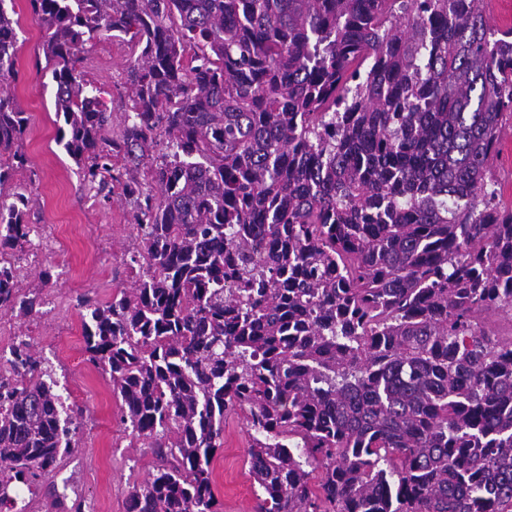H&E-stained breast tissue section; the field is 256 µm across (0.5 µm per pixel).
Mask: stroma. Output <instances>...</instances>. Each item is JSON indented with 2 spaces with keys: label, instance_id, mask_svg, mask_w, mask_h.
Returning <instances> with one entry per match:
<instances>
[{
  "label": "stroma",
  "instance_id": "35a3bbf8",
  "mask_svg": "<svg viewBox=\"0 0 512 512\" xmlns=\"http://www.w3.org/2000/svg\"><path fill=\"white\" fill-rule=\"evenodd\" d=\"M14 9L20 26L18 78L7 89L28 118L22 148L30 167L11 185L31 191L28 221L42 236L40 248L21 254L18 264L29 276L46 267L56 274L44 291L40 314L20 320L1 312L0 335L32 337L34 348L51 360L61 394L83 411L77 454L37 487L30 507L56 512L58 497L70 494L69 480L75 476L88 512H127L130 492L152 472L155 458L147 449L132 447L120 404L83 348L70 356L60 349L65 336L82 334L80 298L104 302L128 285L136 231L125 200L97 197L59 144L55 84L42 52L44 32L29 0H14ZM81 57L87 79L107 93L113 130H120L129 104L124 77L132 60L130 44L102 35L85 44ZM249 441L240 416L228 415L224 447L212 463L220 512H255L256 489L244 471Z\"/></svg>",
  "mask_w": 512,
  "mask_h": 512
}]
</instances>
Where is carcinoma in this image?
<instances>
[{
	"label": "carcinoma",
	"instance_id": "obj_1",
	"mask_svg": "<svg viewBox=\"0 0 512 512\" xmlns=\"http://www.w3.org/2000/svg\"><path fill=\"white\" fill-rule=\"evenodd\" d=\"M59 142L133 207L135 280L83 305L88 361L156 458L127 512H218L244 414L257 512H512V28L485 0H30ZM18 21L0 0V83ZM129 37L117 137L85 43ZM0 93V188L28 159ZM30 196L0 246L29 243ZM52 281L0 261V310ZM25 340L0 367V508L79 447ZM506 132L498 144L495 157L496 173L501 188V197L506 205H512V127Z\"/></svg>",
	"mask_w": 512,
	"mask_h": 512
}]
</instances>
